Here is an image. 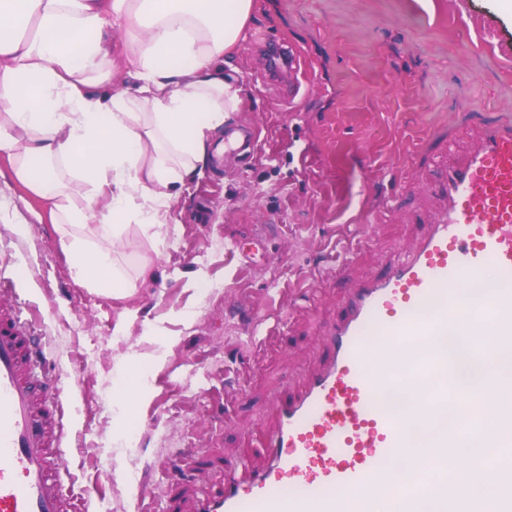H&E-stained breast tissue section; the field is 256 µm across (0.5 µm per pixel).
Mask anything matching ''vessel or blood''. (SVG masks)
<instances>
[{"label":"vessel or blood","instance_id":"vessel-or-blood-1","mask_svg":"<svg viewBox=\"0 0 512 512\" xmlns=\"http://www.w3.org/2000/svg\"><path fill=\"white\" fill-rule=\"evenodd\" d=\"M477 147L448 162L440 207L424 235L386 263L384 272L356 282L345 308L325 328L327 359L301 394L273 405L266 464L240 482L197 496L193 512H373L392 457L407 445L405 419L384 395L422 386L417 413L465 409L471 392L448 377V355L437 342L448 333L466 339L469 355L492 364L512 348V124L480 128ZM492 281L480 301L467 290ZM376 357L379 366L367 370ZM38 338L15 307L0 300V512H73L59 477L63 402L48 376ZM490 419L469 429L496 452L512 448V386L488 375ZM461 433L432 441L427 464L399 494L400 512H419L431 493L453 512L460 486L447 475ZM502 489L498 512H512V469L488 473Z\"/></svg>","mask_w":512,"mask_h":512}]
</instances>
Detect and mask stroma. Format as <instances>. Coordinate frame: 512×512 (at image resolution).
<instances>
[{"mask_svg":"<svg viewBox=\"0 0 512 512\" xmlns=\"http://www.w3.org/2000/svg\"><path fill=\"white\" fill-rule=\"evenodd\" d=\"M232 63L244 88L228 153L170 201L164 228L104 229L125 296L75 282L53 223L0 155V276L55 361L64 399L62 479L77 512H162L219 483V461L260 467L272 404L322 365L324 329L349 285L423 232L443 156L416 152L483 122L512 121V8L504 0H253ZM295 46L308 78L293 102L260 77L250 38ZM153 361L126 437L113 391Z\"/></svg>","mask_w":512,"mask_h":512,"instance_id":"1","label":"stroma"}]
</instances>
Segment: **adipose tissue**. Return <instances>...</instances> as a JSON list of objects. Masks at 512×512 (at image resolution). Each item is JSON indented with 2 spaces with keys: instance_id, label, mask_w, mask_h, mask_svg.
I'll use <instances>...</instances> for the list:
<instances>
[{
  "instance_id": "1",
  "label": "adipose tissue",
  "mask_w": 512,
  "mask_h": 512,
  "mask_svg": "<svg viewBox=\"0 0 512 512\" xmlns=\"http://www.w3.org/2000/svg\"><path fill=\"white\" fill-rule=\"evenodd\" d=\"M252 12L253 0H0V155L56 223L116 234L169 223L174 192L219 161L211 142L244 94L228 62ZM119 55L129 87L98 93ZM69 266L74 280L106 293L129 288L111 253L88 251L85 239L71 242ZM417 396L403 395L420 439L391 460L398 486L428 442L464 425L456 410L412 415ZM455 454L465 463L451 475L463 486L455 512H479L483 497L500 494L481 477L490 460L483 437L463 438Z\"/></svg>"
}]
</instances>
